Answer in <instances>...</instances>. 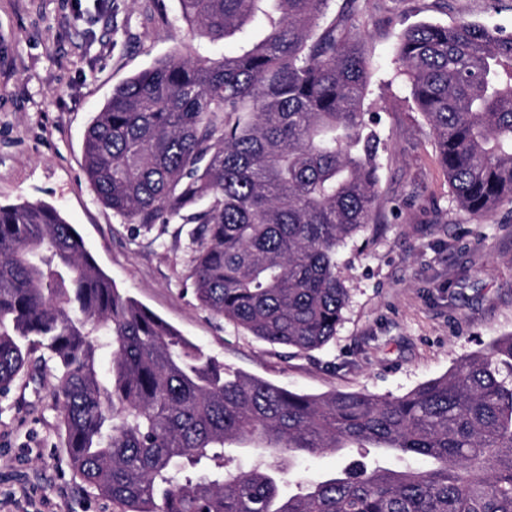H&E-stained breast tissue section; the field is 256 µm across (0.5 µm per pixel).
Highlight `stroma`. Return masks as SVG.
<instances>
[{"label": "stroma", "mask_w": 512, "mask_h": 512, "mask_svg": "<svg viewBox=\"0 0 512 512\" xmlns=\"http://www.w3.org/2000/svg\"><path fill=\"white\" fill-rule=\"evenodd\" d=\"M355 21L376 64L365 106L381 137L378 221L338 250L349 303L323 349L268 344L201 307L190 225L130 223L87 180V128L116 86L190 42L223 55L192 34L177 0H0V205H54L122 294L227 369L298 393L384 398L447 374L512 335V205L482 222L457 207L395 46L423 21L512 33V0H357ZM57 384L38 348L0 395V512H115L71 469Z\"/></svg>", "instance_id": "1"}]
</instances>
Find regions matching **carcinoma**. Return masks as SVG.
Here are the masks:
<instances>
[{"instance_id": "obj_1", "label": "carcinoma", "mask_w": 512, "mask_h": 512, "mask_svg": "<svg viewBox=\"0 0 512 512\" xmlns=\"http://www.w3.org/2000/svg\"><path fill=\"white\" fill-rule=\"evenodd\" d=\"M178 0L235 49L194 44L113 89L83 145L96 198L133 224H192L199 304L257 338L319 350L348 302L337 249L376 222L372 61L352 6ZM396 53L458 207L512 204V34L420 22ZM54 360L71 466L117 512H512V336L405 395H309L224 369L96 264L43 202L0 207V393ZM111 356L109 383L98 365ZM264 461L230 469L225 449ZM382 448L427 469L357 460L291 482L287 459Z\"/></svg>"}]
</instances>
